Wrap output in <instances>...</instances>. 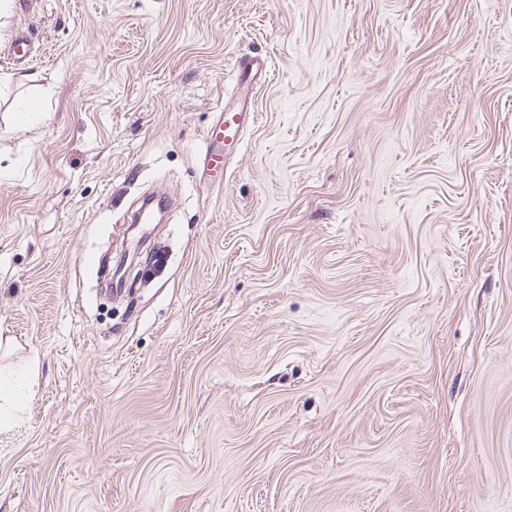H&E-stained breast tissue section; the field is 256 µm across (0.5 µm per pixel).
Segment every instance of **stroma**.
<instances>
[{
  "mask_svg": "<svg viewBox=\"0 0 512 512\" xmlns=\"http://www.w3.org/2000/svg\"><path fill=\"white\" fill-rule=\"evenodd\" d=\"M21 31L0 512H512V0H13ZM237 70L242 90L236 98L224 99V106L207 129L200 150L199 163L203 170L212 172L219 169L223 178L227 158L224 155V143L239 148L246 129L254 122L255 112L251 108L250 88L266 74L267 64L264 60L244 59L239 61ZM31 390V384L21 376H3L0 372V400H17Z\"/></svg>",
  "mask_w": 512,
  "mask_h": 512,
  "instance_id": "1",
  "label": "stroma"
}]
</instances>
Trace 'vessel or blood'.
Instances as JSON below:
<instances>
[{"instance_id": "b4317fda", "label": "vessel or blood", "mask_w": 512, "mask_h": 512, "mask_svg": "<svg viewBox=\"0 0 512 512\" xmlns=\"http://www.w3.org/2000/svg\"><path fill=\"white\" fill-rule=\"evenodd\" d=\"M241 90L236 98L225 100L215 121L207 129L200 150V165L212 172L225 167L224 148L241 145L246 129L253 123L250 89L267 71L265 61L246 59L237 65Z\"/></svg>"}]
</instances>
